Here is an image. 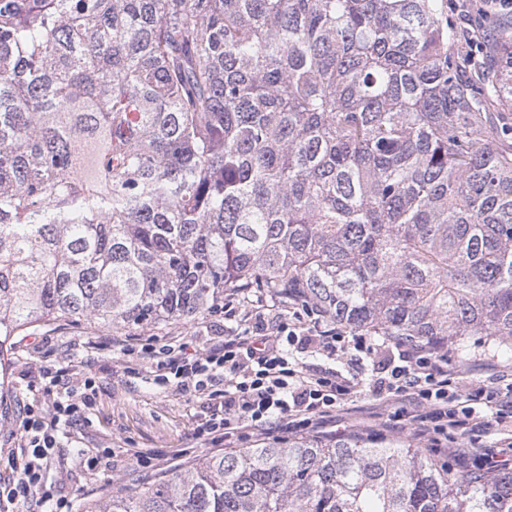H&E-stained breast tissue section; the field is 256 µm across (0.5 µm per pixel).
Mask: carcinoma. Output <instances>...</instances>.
I'll return each instance as SVG.
<instances>
[{"label": "carcinoma", "mask_w": 512, "mask_h": 512, "mask_svg": "<svg viewBox=\"0 0 512 512\" xmlns=\"http://www.w3.org/2000/svg\"><path fill=\"white\" fill-rule=\"evenodd\" d=\"M488 56L512 55V15ZM448 0H0V356L233 288L451 347L512 341V67ZM88 512H512L393 441L205 455Z\"/></svg>", "instance_id": "carcinoma-1"}]
</instances>
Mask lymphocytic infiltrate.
Wrapping results in <instances>:
<instances>
[{
  "instance_id": "1",
  "label": "lymphocytic infiltrate",
  "mask_w": 512,
  "mask_h": 512,
  "mask_svg": "<svg viewBox=\"0 0 512 512\" xmlns=\"http://www.w3.org/2000/svg\"><path fill=\"white\" fill-rule=\"evenodd\" d=\"M224 314L233 321L224 337L188 349L165 343L138 351L156 362L153 382L206 397L211 413L194 430L197 445L216 447L246 433L273 436L280 431L325 437L333 413L353 394L359 381L330 370L309 372L288 359L286 345L295 337L317 351L333 355L346 344L376 355L365 335H346L313 304L285 314L255 309L237 314L232 296L224 298ZM395 356L379 357L387 373L386 403L397 429H413L427 447L444 452L464 446L478 451L482 434L512 419V385L506 389L480 386L461 393L459 371L439 350L410 340H396ZM96 396L93 377L82 376L78 387L55 399L32 400L23 407L18 447L13 450V479L8 500L39 497L53 500L44 482L60 434L84 421ZM495 402L494 419L476 415L474 407Z\"/></svg>"
}]
</instances>
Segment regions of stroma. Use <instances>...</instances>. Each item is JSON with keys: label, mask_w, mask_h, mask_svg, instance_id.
Here are the masks:
<instances>
[{"label": "stroma", "mask_w": 512, "mask_h": 512, "mask_svg": "<svg viewBox=\"0 0 512 512\" xmlns=\"http://www.w3.org/2000/svg\"><path fill=\"white\" fill-rule=\"evenodd\" d=\"M222 315L209 312L186 324H160L149 328H104L87 324L43 328L30 336H18L6 361L11 391L0 402V477L11 473V452L17 444L22 403L32 398L29 383L39 369L61 372L64 381L76 382L78 374L90 373L98 386L94 405L73 436L61 438L49 478L56 482L69 512H84L85 504L132 485H146L187 470L203 455L193 440L196 426L209 413L205 399L149 382V361H130L124 344L133 347L151 342L199 343L216 337L223 329ZM292 362L314 370L330 369L343 376H356L361 385L343 410L336 413V433L362 439L393 440L420 447L412 430L387 427L389 407L376 388L377 373L362 352L349 348L328 356L314 347L296 342L288 347ZM460 372L462 389L488 385L504 388L512 383V343H492L469 338L448 350ZM112 449L110 468L89 470L79 465V456H97ZM186 449V456L169 458L171 449ZM159 452L156 469H139L134 452Z\"/></svg>", "instance_id": "1"}]
</instances>
